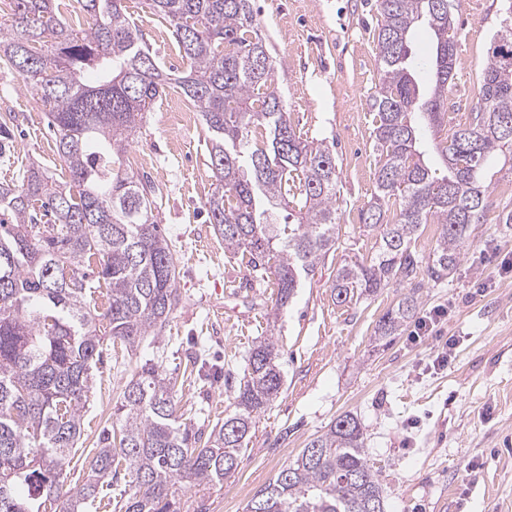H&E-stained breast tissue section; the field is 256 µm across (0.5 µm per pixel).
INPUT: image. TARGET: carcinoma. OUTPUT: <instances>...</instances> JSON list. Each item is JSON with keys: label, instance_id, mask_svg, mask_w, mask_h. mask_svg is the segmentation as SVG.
<instances>
[{"label": "carcinoma", "instance_id": "cac0c4a2", "mask_svg": "<svg viewBox=\"0 0 512 512\" xmlns=\"http://www.w3.org/2000/svg\"><path fill=\"white\" fill-rule=\"evenodd\" d=\"M0 25V67L37 91L57 132L68 176L35 162L0 186V512H86L123 465L135 490L118 512H179L176 493L233 475L256 419L280 393L272 337L254 342L232 402L203 432L178 416L170 379L146 362L115 410L118 427L75 460L83 483L67 484L64 464L82 435L93 365L104 342L135 354L160 335L180 302L171 246L157 224L163 188L132 175L123 157L143 114L169 92L202 116L217 186L206 207L224 248L247 259L253 280L274 278L275 305H288L330 254L337 224L336 160L324 143L301 139L273 85V64L251 0H144L164 17L187 69L172 78L138 37L123 0H77L91 23L76 33L58 0H11ZM509 22L491 46L477 110L442 141L446 174L424 160L415 117L442 126L456 50L454 0H378L380 73L372 108L380 165L361 221L379 241L369 259L346 262L331 285L344 305L393 285L448 278L472 226L490 207L485 173L512 150V0ZM426 24L436 37L434 82L412 73L410 36ZM98 75L84 82V71ZM297 214L277 224L279 209ZM442 225L433 253L412 241ZM418 309L409 294L374 327L398 336ZM261 512H387L382 472L371 462L362 422L334 420L253 496Z\"/></svg>", "mask_w": 512, "mask_h": 512}]
</instances>
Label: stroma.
Wrapping results in <instances>:
<instances>
[{
  "label": "stroma",
  "mask_w": 512,
  "mask_h": 512,
  "mask_svg": "<svg viewBox=\"0 0 512 512\" xmlns=\"http://www.w3.org/2000/svg\"><path fill=\"white\" fill-rule=\"evenodd\" d=\"M138 36L166 69H186L168 20L143 0H125ZM274 64V85L302 138L332 149L339 173L337 217L342 226L333 260L304 278L294 298L276 309L274 281L257 284L239 257L225 250L205 206L216 187L207 166L202 121H165V103L143 116L131 148L152 159L143 173L164 189L157 214L179 271L181 301L161 335L147 336L136 356L104 343L93 369L83 416L84 447L111 426L124 387L146 360L176 378L174 400L185 417L223 415L255 341L272 337L279 354L280 395L260 415L235 474L190 486L179 512H247L258 490L291 463L339 415L358 416L368 452L383 471L388 512H512V235L500 234L512 178L492 165L494 207L476 225L467 259L439 284L424 282L419 308L404 332L373 341L379 318L403 294L393 286L339 306L331 284L340 264L369 258L375 235L359 214L371 200L378 155L371 96L379 76L377 0H252ZM504 19L503 0H455L456 69L448 86L449 123L466 122L477 101L488 49ZM14 113L15 138L0 157V183L18 181L36 161L60 172L55 136L33 89L17 72L0 69V114ZM444 314L425 335L419 317ZM455 338L447 367L434 352ZM191 378L183 371L190 359Z\"/></svg>",
  "instance_id": "35a3bbf8"
}]
</instances>
